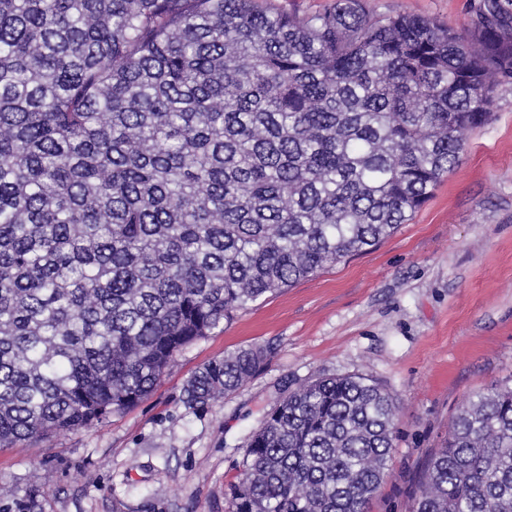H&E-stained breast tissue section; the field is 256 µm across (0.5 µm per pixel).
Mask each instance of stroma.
I'll return each mask as SVG.
<instances>
[{
	"label": "stroma",
	"mask_w": 512,
	"mask_h": 512,
	"mask_svg": "<svg viewBox=\"0 0 512 512\" xmlns=\"http://www.w3.org/2000/svg\"><path fill=\"white\" fill-rule=\"evenodd\" d=\"M471 0H367L459 29ZM268 346L264 368L206 407L181 401L225 352ZM363 375L398 402L368 512H408L427 455L473 395L512 377V87L430 200L376 247L253 304L181 352L138 406L0 452V512H229L250 433L283 388Z\"/></svg>",
	"instance_id": "stroma-1"
}]
</instances>
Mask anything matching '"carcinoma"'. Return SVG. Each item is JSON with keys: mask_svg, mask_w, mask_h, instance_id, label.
Returning <instances> with one entry per match:
<instances>
[{"mask_svg": "<svg viewBox=\"0 0 512 512\" xmlns=\"http://www.w3.org/2000/svg\"><path fill=\"white\" fill-rule=\"evenodd\" d=\"M458 32L365 0H0V448L101 423L235 314L378 245L512 84V0ZM268 350L203 366L204 407ZM393 394L320 376L247 443L231 512H367ZM410 512H512V382L477 394ZM330 0H262L263 8L305 14L322 9Z\"/></svg>", "mask_w": 512, "mask_h": 512, "instance_id": "1", "label": "carcinoma"}]
</instances>
